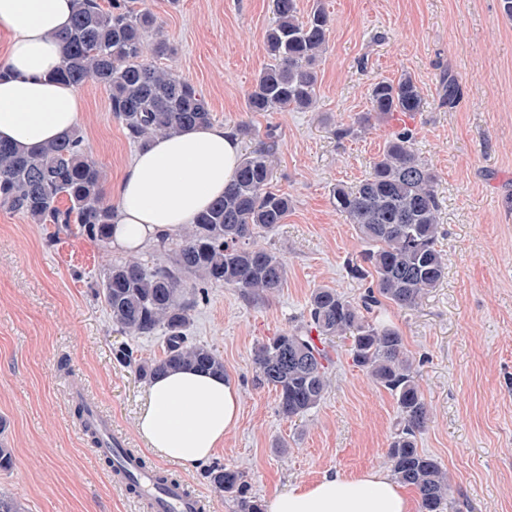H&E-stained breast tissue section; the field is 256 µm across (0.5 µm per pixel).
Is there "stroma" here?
<instances>
[{"label": "stroma", "instance_id": "1", "mask_svg": "<svg viewBox=\"0 0 512 512\" xmlns=\"http://www.w3.org/2000/svg\"><path fill=\"white\" fill-rule=\"evenodd\" d=\"M173 52L162 64L201 88L215 124L240 131L242 150L277 127L272 188L292 206L259 245L286 256L277 293L258 301L215 287L192 315L191 341L213 348L241 394L242 416L216 462L242 470L267 498L288 482L386 469L395 398L354 366L345 341L328 343V392L304 417L281 418L274 390L256 385L252 351L304 325L313 288L356 298L366 288L349 268L362 249L337 212L333 191L364 179L394 132L409 129L437 176L445 278L413 311L388 309L402 334L431 417L419 439L452 482L451 512H512V19L501 0H297L322 5L331 23L317 67V101L307 112H251L246 98L267 61L271 0H146ZM410 73L421 112L394 113L356 128L370 109L372 83ZM460 85L445 103L441 78ZM80 127L89 155L113 187L135 148L109 109L108 93L87 83ZM351 126V136L337 137ZM52 226L0 209V444L14 454L0 491L23 512H140L97 459L73 414L69 389L83 384L129 447L145 383L119 364L127 344L143 359L162 356L158 338L120 334L95 295L116 254L79 233L46 239ZM208 498L212 512H236L204 469L158 463Z\"/></svg>", "mask_w": 512, "mask_h": 512}]
</instances>
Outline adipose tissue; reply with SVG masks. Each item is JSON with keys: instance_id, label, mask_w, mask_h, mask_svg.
Wrapping results in <instances>:
<instances>
[{"instance_id": "1", "label": "adipose tissue", "mask_w": 512, "mask_h": 512, "mask_svg": "<svg viewBox=\"0 0 512 512\" xmlns=\"http://www.w3.org/2000/svg\"><path fill=\"white\" fill-rule=\"evenodd\" d=\"M73 0H0V32L7 47L0 66V141L31 150L77 129L84 118L78 91L57 80L59 34L71 25ZM241 150L217 126L155 138L136 151L115 186L112 250L136 254L173 239L224 194ZM231 380L175 369L149 382L135 430L155 457L192 471L210 460L241 416ZM266 512H414L412 499L380 469L324 476L283 486Z\"/></svg>"}]
</instances>
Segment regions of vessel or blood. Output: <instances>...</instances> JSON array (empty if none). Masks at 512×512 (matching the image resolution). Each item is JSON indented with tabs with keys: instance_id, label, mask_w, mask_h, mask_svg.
Listing matches in <instances>:
<instances>
[{
	"instance_id": "1",
	"label": "vessel or blood",
	"mask_w": 512,
	"mask_h": 512,
	"mask_svg": "<svg viewBox=\"0 0 512 512\" xmlns=\"http://www.w3.org/2000/svg\"><path fill=\"white\" fill-rule=\"evenodd\" d=\"M89 422L102 435L96 456L118 458L122 468L134 477L136 497L145 512H210L209 502L189 491L184 482L174 479L161 481L160 470L145 464L139 453L128 448L125 440L113 433L110 417L94 408L90 411Z\"/></svg>"
}]
</instances>
